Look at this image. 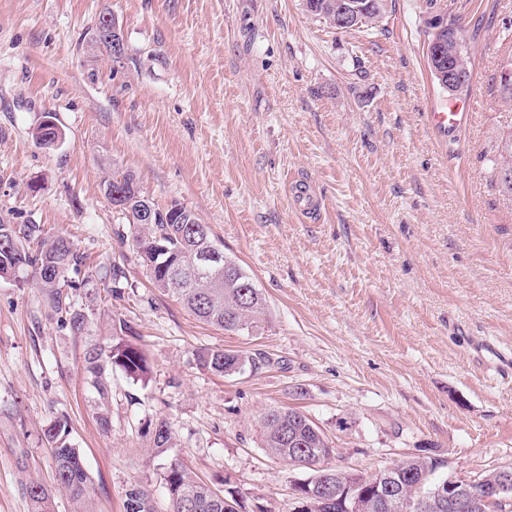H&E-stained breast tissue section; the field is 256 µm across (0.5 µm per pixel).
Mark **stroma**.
Returning a JSON list of instances; mask_svg holds the SVG:
<instances>
[{"label":"stroma","instance_id":"stroma-1","mask_svg":"<svg viewBox=\"0 0 512 512\" xmlns=\"http://www.w3.org/2000/svg\"><path fill=\"white\" fill-rule=\"evenodd\" d=\"M105 12L125 36L117 62L92 41ZM438 14L461 30L476 103L445 141L426 120L449 99L427 61ZM510 57L512 0H384L348 32L302 0H0V219L74 243L67 294L86 317L82 334L63 326L32 269L0 278V512H32L33 481L74 512L44 436L61 415L94 512H124L135 483L167 512L170 460L290 512L307 472L264 448L273 406L316 422L332 467L372 474L423 451L442 477L512 465V202L490 172L512 130L498 81ZM47 112L56 146L34 136ZM118 171L210 225L266 296L260 333H226L154 287L102 191ZM292 178L319 213L294 212ZM121 320L150 374L113 371L106 431L84 354ZM215 347L270 362L222 377L195 359ZM160 418L174 440L158 457Z\"/></svg>","mask_w":512,"mask_h":512}]
</instances>
